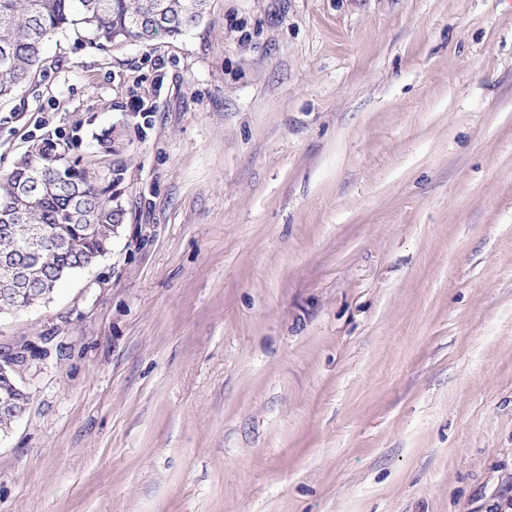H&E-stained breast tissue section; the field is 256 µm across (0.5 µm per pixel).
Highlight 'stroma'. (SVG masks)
<instances>
[{
    "mask_svg": "<svg viewBox=\"0 0 512 512\" xmlns=\"http://www.w3.org/2000/svg\"><path fill=\"white\" fill-rule=\"evenodd\" d=\"M111 133V149L99 140ZM125 211L0 315V512H506L512 0H211L0 104ZM22 346L8 351L0 350V417L13 421L25 412V396L28 394L17 382V375L27 364L33 350Z\"/></svg>",
    "mask_w": 512,
    "mask_h": 512,
    "instance_id": "35a3bbf8",
    "label": "stroma"
}]
</instances>
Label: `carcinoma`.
<instances>
[{"instance_id":"carcinoma-1","label":"carcinoma","mask_w":512,"mask_h":512,"mask_svg":"<svg viewBox=\"0 0 512 512\" xmlns=\"http://www.w3.org/2000/svg\"><path fill=\"white\" fill-rule=\"evenodd\" d=\"M210 0H0V101H8L44 74L49 38L72 31L90 47L110 52L160 34L179 36L206 16ZM0 253L34 227L45 244L28 293L0 295V308L17 311L39 299L46 281L60 271L93 261L112 242L124 211L103 199L97 176L72 163L62 146L36 145L7 175L0 177Z\"/></svg>"}]
</instances>
